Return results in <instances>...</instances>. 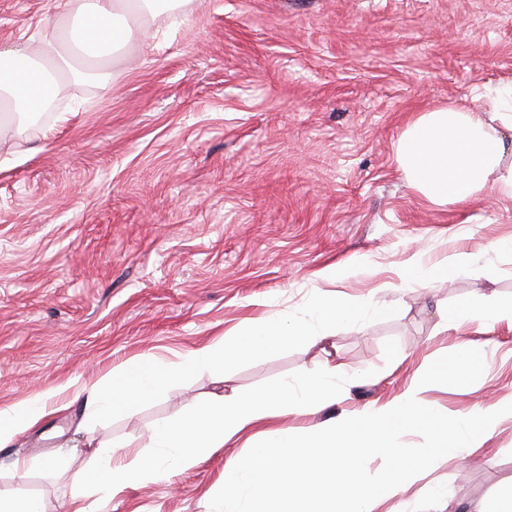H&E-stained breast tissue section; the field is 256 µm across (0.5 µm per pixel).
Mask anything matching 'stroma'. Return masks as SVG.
<instances>
[{
  "mask_svg": "<svg viewBox=\"0 0 512 512\" xmlns=\"http://www.w3.org/2000/svg\"><path fill=\"white\" fill-rule=\"evenodd\" d=\"M118 50L107 88L69 82L41 125L0 147V409L54 405L0 449L11 463L62 454L88 466L98 444L144 453L151 427L212 392L248 395L333 361L342 397L274 419L302 432L404 393L444 352L482 351L468 386H428L452 417L512 403V320L474 319L472 293L512 301V201L483 194L438 206L406 183L407 126L472 105L512 81V0H189ZM55 0H0V45L35 44ZM466 252L465 271L396 290L416 253ZM349 267L347 279L318 278ZM398 307L397 315L232 373L199 374L117 420L83 421L85 388L155 357L170 361L244 320L298 309L315 292ZM450 330H443V323ZM235 436L195 467L89 512H210ZM45 512H69L67 475L24 481ZM512 491V414L407 483L376 512H488Z\"/></svg>",
  "mask_w": 512,
  "mask_h": 512,
  "instance_id": "1",
  "label": "stroma"
}]
</instances>
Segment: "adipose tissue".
<instances>
[{
    "mask_svg": "<svg viewBox=\"0 0 512 512\" xmlns=\"http://www.w3.org/2000/svg\"><path fill=\"white\" fill-rule=\"evenodd\" d=\"M177 0H58L65 20L59 34L40 46L0 48V137L25 134L34 117L56 99L66 82L88 79L107 87L112 74L106 57L134 42L156 16L158 7L173 8ZM74 44L99 63L94 71L73 67L64 47ZM488 106L448 105L421 114L402 134L398 156L408 185L429 201L460 204L492 191L512 200V83L488 88ZM472 263L470 255L448 253L439 263L427 264L420 255L407 261L400 278L415 282L437 273H457ZM340 366H325L296 383L280 382L256 394L208 396L192 411L158 423L149 437L155 453L122 460L112 446L96 448L93 463L71 470L60 456L44 461L49 472L70 475L72 512H88L84 505L91 485L107 487L110 497L208 459L233 435L256 429L270 419L308 411L335 401ZM42 400H24L0 411V447L31 428L46 415Z\"/></svg>",
    "mask_w": 512,
    "mask_h": 512,
    "instance_id": "adipose-tissue-1",
    "label": "adipose tissue"
}]
</instances>
